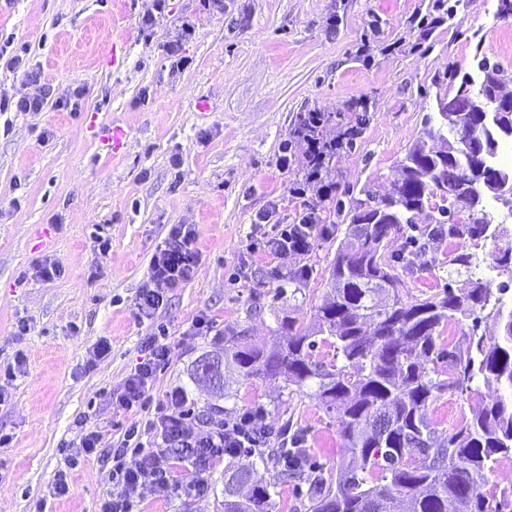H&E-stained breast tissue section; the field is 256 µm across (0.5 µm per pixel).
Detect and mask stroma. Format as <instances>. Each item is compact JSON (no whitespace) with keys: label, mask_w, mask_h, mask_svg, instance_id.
<instances>
[{"label":"stroma","mask_w":512,"mask_h":512,"mask_svg":"<svg viewBox=\"0 0 512 512\" xmlns=\"http://www.w3.org/2000/svg\"><path fill=\"white\" fill-rule=\"evenodd\" d=\"M445 2L453 18L432 26L435 0H223L219 9L168 0L147 30L141 19L154 0H0V44L23 69L56 95L85 90L77 113L54 99L40 112L0 114V367L16 351L26 356L11 401L0 406V434L11 438L0 446V512H34L40 500L46 512H96L112 490L109 463L80 462L68 495L50 497L65 466L59 444L75 437L82 418L103 447L117 443L126 419L113 413L107 391L130 373L141 338L162 327L172 354L155 398L180 387L202 413L264 407L269 425L305 434L311 463L335 469L338 424L317 400L265 379L231 380L228 397H218L191 371L222 350L228 333L244 329L264 344L281 319L311 321L322 300L338 245L332 225L315 232L301 288L288 281L296 260L281 266L259 252L241 261L257 214L271 203L280 205L276 223L295 220L289 189L302 167L281 169L279 154L303 115L321 113L320 134L332 140L355 112L367 113L364 135L333 164L343 199L397 180L398 161L451 92L449 69L475 73L479 50L512 73V14L500 13V0ZM116 42L123 65L98 66ZM201 100L207 109H198ZM91 113L128 126L124 156L112 158L87 131ZM173 224L195 226L200 268L153 318L137 320L150 259ZM101 228L112 239L104 257L93 249ZM45 258L62 269L50 282L32 275ZM202 313L212 334L189 335ZM21 318L29 330L18 336ZM104 336L110 356L86 369L89 347ZM487 396L478 382L446 392L430 416L439 429H454ZM209 485L201 497L144 496L139 510L224 512L223 465L212 468Z\"/></svg>","instance_id":"35a3bbf8"}]
</instances>
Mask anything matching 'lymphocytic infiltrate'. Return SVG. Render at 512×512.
I'll return each instance as SVG.
<instances>
[{"label": "lymphocytic infiltrate", "instance_id": "1", "mask_svg": "<svg viewBox=\"0 0 512 512\" xmlns=\"http://www.w3.org/2000/svg\"><path fill=\"white\" fill-rule=\"evenodd\" d=\"M324 119L312 112L304 117L301 137L303 152H296L293 141L281 145L279 164L289 168L291 161L301 160L306 172V185L290 188L294 200L304 199L308 192L329 196L332 183L323 181L322 166L332 145H347L360 135L361 122L354 119L339 133L335 143L324 142L315 130ZM271 211L258 214L262 223H270V231L251 237L245 246L246 254L263 250L279 258L304 257L314 242L315 212L303 207L293 224H271ZM197 231L191 224L171 225L151 261L147 278L135 303L137 319L152 317L176 288L195 277L200 266V253L196 248ZM141 357L137 365L110 391L113 413L127 416L128 424L119 446L101 448V434L81 429L76 440L62 443L65 456L64 469L58 470L49 484L53 498L68 495V472L79 457L103 454L112 460V493L102 500L98 512H133L144 493L165 499L176 494L201 496L208 490L206 474L224 457L273 447L279 434L264 421L262 409L243 411L233 418L220 416L200 420L188 406L183 389L167 392L151 417L142 412L151 400V390L158 372L163 371L171 359V347L164 336L142 338ZM186 463L193 477L184 480L176 472L179 463Z\"/></svg>", "mask_w": 512, "mask_h": 512}]
</instances>
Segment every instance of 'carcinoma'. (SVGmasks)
<instances>
[{
	"mask_svg": "<svg viewBox=\"0 0 512 512\" xmlns=\"http://www.w3.org/2000/svg\"><path fill=\"white\" fill-rule=\"evenodd\" d=\"M478 66L500 88L499 64L484 56ZM455 96L472 111L448 113L441 148L410 147L402 181L382 195L367 190L349 209L336 199L350 222L312 323L284 319L285 335L260 347L240 331L224 337V353L196 362V379L216 358L245 380L311 389L336 413L342 439L334 476L284 465L288 448L255 452L275 470L266 484L252 463L225 466L224 512H269L271 489L297 480L308 484L311 512H501L465 473L512 459V206L499 221L486 208L495 195L512 199V168L495 161L512 142V102L474 90L467 73ZM427 209L434 221L417 223ZM394 238L405 239L403 250H389ZM435 261L448 282L414 293L411 278ZM451 321L466 330L445 350L438 337ZM321 346L329 358L316 355ZM474 381L490 390L488 400L456 429H438L430 406Z\"/></svg>",
	"mask_w": 512,
	"mask_h": 512,
	"instance_id": "cac0c4a2",
	"label": "carcinoma"
}]
</instances>
